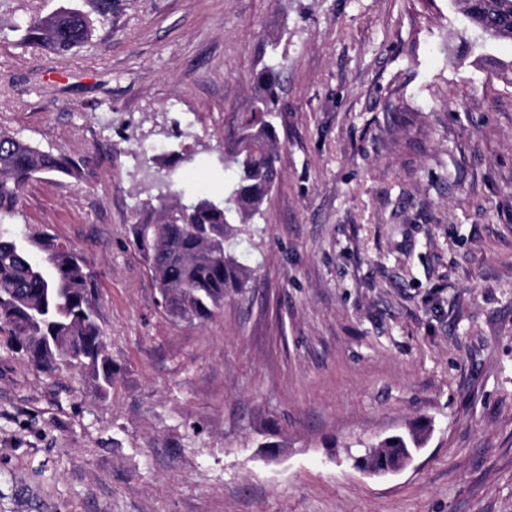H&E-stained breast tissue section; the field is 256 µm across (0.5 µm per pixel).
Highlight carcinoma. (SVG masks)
Masks as SVG:
<instances>
[{
	"mask_svg": "<svg viewBox=\"0 0 512 512\" xmlns=\"http://www.w3.org/2000/svg\"><path fill=\"white\" fill-rule=\"evenodd\" d=\"M471 27L483 24L491 39L512 41V0H454ZM107 17L99 0L91 9L28 14L13 24L18 43L66 52L93 39ZM280 64L259 76L265 94L241 123L239 149L224 157L227 195L184 203L173 170L149 171L158 206L132 225L133 242L157 286V305L169 315L208 320L224 305V290L246 287L249 275L227 243L248 232L262 215L277 177L278 140L272 122L274 82ZM64 174L76 181L82 168L60 152L43 149L0 126V342L24 353L38 368L61 365L95 370L99 388H112V367L97 311L93 274L70 246L40 231L10 232L5 219L18 214L20 196L38 175ZM420 427L365 448L356 459L376 475L396 472L421 448Z\"/></svg>",
	"mask_w": 512,
	"mask_h": 512,
	"instance_id": "obj_1",
	"label": "carcinoma"
}]
</instances>
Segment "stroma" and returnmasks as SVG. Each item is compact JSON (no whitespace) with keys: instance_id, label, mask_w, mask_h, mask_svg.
Here are the masks:
<instances>
[{"instance_id":"stroma-1","label":"stroma","mask_w":512,"mask_h":512,"mask_svg":"<svg viewBox=\"0 0 512 512\" xmlns=\"http://www.w3.org/2000/svg\"><path fill=\"white\" fill-rule=\"evenodd\" d=\"M0 0V125L83 162L18 226L96 275L113 384L0 344V512H512V43L451 0H112L63 56ZM278 176L213 318L154 303L129 236L156 156L224 194L270 43ZM426 425L377 478L366 445Z\"/></svg>"}]
</instances>
